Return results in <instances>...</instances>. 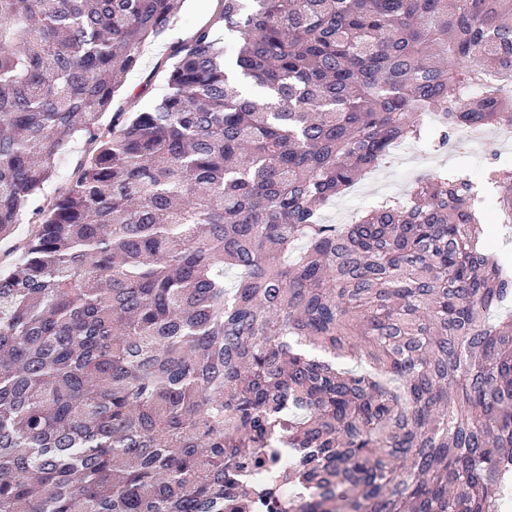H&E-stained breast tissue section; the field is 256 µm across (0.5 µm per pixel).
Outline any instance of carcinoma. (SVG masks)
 <instances>
[{
  "label": "carcinoma",
  "mask_w": 512,
  "mask_h": 512,
  "mask_svg": "<svg viewBox=\"0 0 512 512\" xmlns=\"http://www.w3.org/2000/svg\"><path fill=\"white\" fill-rule=\"evenodd\" d=\"M174 18L0 0V240L32 224L0 272V512H496L512 266L472 181L322 209L428 112L444 141L512 124L457 98L512 70V0H220L161 100L103 126ZM487 176L512 221V166Z\"/></svg>",
  "instance_id": "cac0c4a2"
}]
</instances>
